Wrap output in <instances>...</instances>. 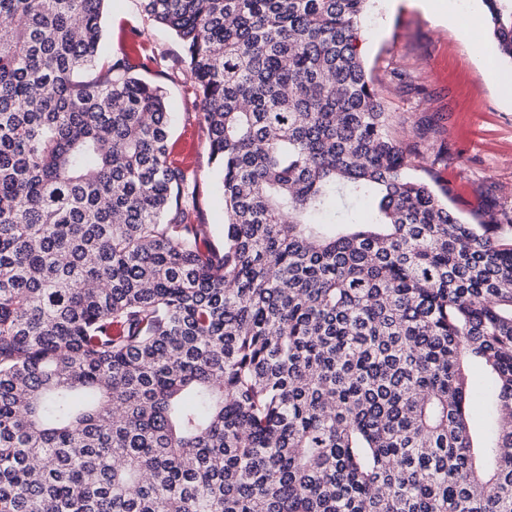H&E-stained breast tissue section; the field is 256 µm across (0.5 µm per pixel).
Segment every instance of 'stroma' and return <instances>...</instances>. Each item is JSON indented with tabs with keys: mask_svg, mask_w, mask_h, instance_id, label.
Listing matches in <instances>:
<instances>
[{
	"mask_svg": "<svg viewBox=\"0 0 512 512\" xmlns=\"http://www.w3.org/2000/svg\"><path fill=\"white\" fill-rule=\"evenodd\" d=\"M472 8L478 40L460 27L437 26L406 0H372L362 43L394 136L420 151L412 175L447 190L449 206L467 220L512 215V95L484 81L478 46L491 44L490 24L482 0H472ZM103 35L115 55L146 46V76L163 80L167 92L172 154L196 170L201 218L222 240L224 203L195 119L199 105L183 76L166 77L181 44L143 12L140 0H106Z\"/></svg>",
	"mask_w": 512,
	"mask_h": 512,
	"instance_id": "35a3bbf8",
	"label": "stroma"
}]
</instances>
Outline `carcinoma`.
Instances as JSON below:
<instances>
[{"mask_svg":"<svg viewBox=\"0 0 512 512\" xmlns=\"http://www.w3.org/2000/svg\"><path fill=\"white\" fill-rule=\"evenodd\" d=\"M104 2L0 0V512H512V218L408 173L370 0H140L220 245ZM103 35L107 53L113 55H120L123 50L131 52L146 44V53L151 61L145 62L150 71L140 70V73L161 82L166 88L168 112L172 116V155L197 171L202 221L211 225L215 240L223 241L224 203L215 185L213 165L209 163L208 151L195 119V113L199 111L198 102L181 74L173 80L159 75L172 74L174 62L182 55L181 44L172 33L143 12L140 0H107L103 12Z\"/></svg>","mask_w":512,"mask_h":512,"instance_id":"1","label":"carcinoma"}]
</instances>
